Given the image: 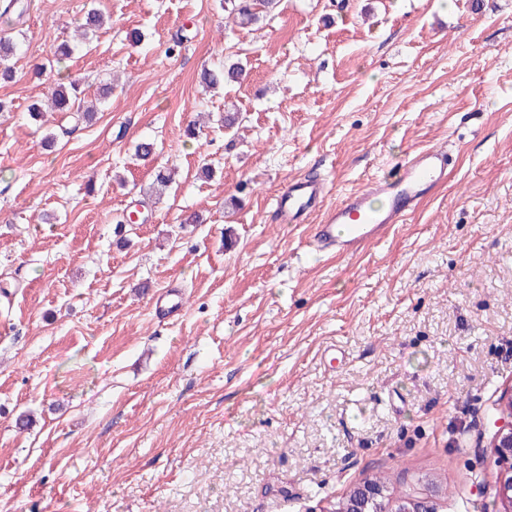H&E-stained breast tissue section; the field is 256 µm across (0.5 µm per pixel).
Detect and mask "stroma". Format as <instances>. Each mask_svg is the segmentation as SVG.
I'll list each match as a JSON object with an SVG mask.
<instances>
[{"label": "stroma", "instance_id": "1", "mask_svg": "<svg viewBox=\"0 0 512 512\" xmlns=\"http://www.w3.org/2000/svg\"><path fill=\"white\" fill-rule=\"evenodd\" d=\"M1 37L0 512H322L367 477L498 512L512 0H280L249 26L224 0H16ZM68 75L111 86L94 119H32ZM424 147L446 182L357 255L273 220L292 178L331 205ZM243 73V68L237 65L226 66L221 65L215 68H205L201 72V80L208 87H219L224 84V81H234L239 79Z\"/></svg>", "mask_w": 512, "mask_h": 512}]
</instances>
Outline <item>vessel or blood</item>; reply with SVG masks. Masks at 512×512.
I'll list each match as a JSON object with an SVG mask.
<instances>
[{"instance_id":"vessel-or-blood-1","label":"vessel or blood","mask_w":512,"mask_h":512,"mask_svg":"<svg viewBox=\"0 0 512 512\" xmlns=\"http://www.w3.org/2000/svg\"><path fill=\"white\" fill-rule=\"evenodd\" d=\"M400 177L393 182L371 180L366 188L326 204L322 182L295 178L287 182L273 199L278 223L298 224L316 208L324 214L313 228V240L322 249H335L345 257L361 252L369 243L385 237L396 224L412 214L421 201L448 177V154L424 148L408 157ZM382 207H374L373 198Z\"/></svg>"}]
</instances>
